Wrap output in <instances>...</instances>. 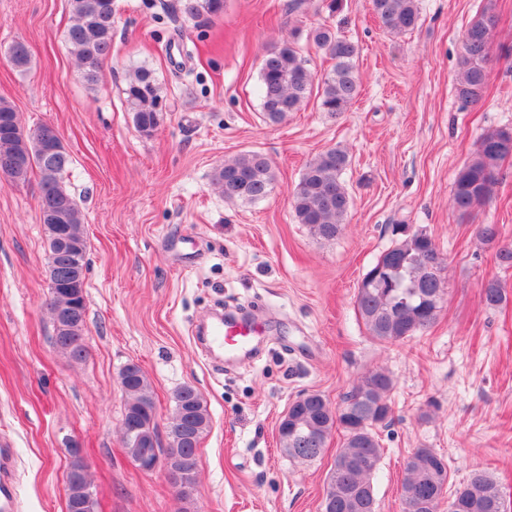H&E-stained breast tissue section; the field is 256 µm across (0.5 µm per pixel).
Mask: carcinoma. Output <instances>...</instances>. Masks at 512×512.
<instances>
[{"label": "carcinoma", "instance_id": "carcinoma-1", "mask_svg": "<svg viewBox=\"0 0 512 512\" xmlns=\"http://www.w3.org/2000/svg\"><path fill=\"white\" fill-rule=\"evenodd\" d=\"M73 24L65 34V46L83 69L84 80L93 85L106 60L112 56V0H68ZM371 9L391 34L415 29L420 19L418 0H370ZM183 10L190 16L218 17L224 0H184ZM499 23L493 0H487L471 22L462 40L458 97L466 104L481 100L488 88L486 65L491 36ZM315 44L334 60L332 69L315 81L306 67L300 49L284 40L266 54L260 71L261 112L271 123L282 122L290 112L299 111L316 99L320 111L338 115L346 111L359 94L356 71L358 46L322 26L313 33ZM10 62L20 71L31 65L24 42L10 48ZM126 103L136 128L150 134L157 127L160 108L159 87L152 71L136 70L126 88ZM17 112L0 99V170H9L15 182L23 184L32 172L39 175L40 210L45 224L49 266L55 308L66 311L77 303V319L66 332L54 337L55 345L71 359L86 357L84 330L87 316L85 278L73 281L72 255L87 254L84 215L76 200L62 186L63 175L72 163L56 130L37 127V134L24 141L13 135ZM512 157V130L494 129L482 134L472 160L455 178L452 205L462 215L491 200L497 174L504 160ZM348 165L347 153L329 148L306 166L293 195V210L298 223L316 236L331 239L349 210L351 197L342 173ZM224 199L253 203L271 192L274 175L267 158L257 152L242 153L224 160L214 175ZM396 243L383 252L358 284L356 309L369 335L380 342H397L435 323L441 307L429 297L445 291L444 278H432L433 262L441 257L433 238L416 230L399 232L394 225ZM489 306L506 301L505 288L497 280L487 282L482 291ZM120 385L127 394L122 426L132 423L136 432L122 435L127 456L138 462L146 452L160 450L172 464L180 467L188 485L197 476V449L210 419L201 394L184 385L174 395V410L168 430L169 448L160 449L157 408L151 383L136 364L126 365ZM392 380L382 369L367 372L346 394L341 406L332 408L322 394L310 392L305 400L288 409V422L281 423L280 436L288 456L311 461L321 455L333 429L344 431V442L328 477L325 498L336 502L335 512H376L373 479L383 454L375 426L391 414ZM66 512H96V504L78 509L71 491L78 484L90 485L89 468L79 459L71 462L67 476ZM425 505L419 512H441L443 501L453 512H507L499 482L486 472H476L453 490H448L445 458L432 448H417L405 463L401 504L417 498Z\"/></svg>", "mask_w": 512, "mask_h": 512}]
</instances>
